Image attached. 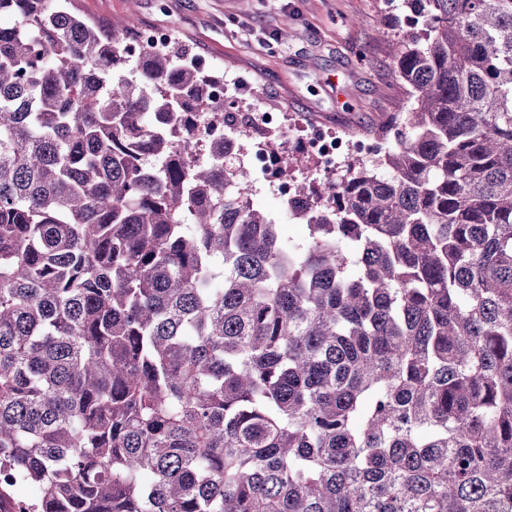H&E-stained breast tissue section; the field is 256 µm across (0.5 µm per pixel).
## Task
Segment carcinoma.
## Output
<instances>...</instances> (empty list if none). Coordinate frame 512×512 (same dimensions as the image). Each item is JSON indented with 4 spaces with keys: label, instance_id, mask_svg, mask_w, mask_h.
<instances>
[{
    "label": "carcinoma",
    "instance_id": "carcinoma-1",
    "mask_svg": "<svg viewBox=\"0 0 512 512\" xmlns=\"http://www.w3.org/2000/svg\"><path fill=\"white\" fill-rule=\"evenodd\" d=\"M407 3L396 144L294 243L197 157L220 67L0 0V512H512V0Z\"/></svg>",
    "mask_w": 512,
    "mask_h": 512
}]
</instances>
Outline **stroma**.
I'll return each instance as SVG.
<instances>
[{
    "instance_id": "obj_1",
    "label": "stroma",
    "mask_w": 512,
    "mask_h": 512,
    "mask_svg": "<svg viewBox=\"0 0 512 512\" xmlns=\"http://www.w3.org/2000/svg\"><path fill=\"white\" fill-rule=\"evenodd\" d=\"M86 16L121 23L135 18L183 38L200 59L244 79L250 111L282 113L290 136L321 127L375 139L405 97L389 76L392 50L406 33V0H76ZM291 35L280 39L282 24ZM255 207L276 218L285 239L306 227L289 217L264 176L252 175Z\"/></svg>"
}]
</instances>
